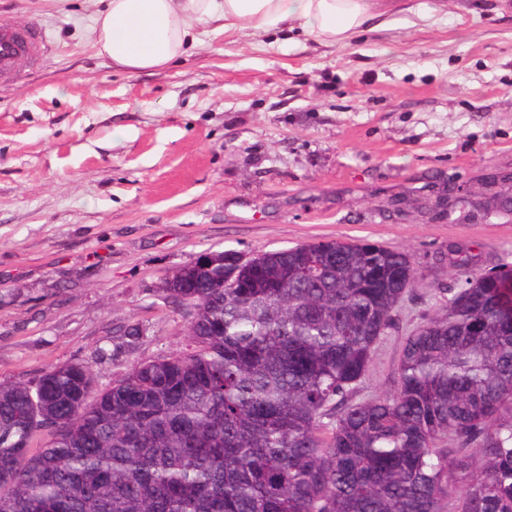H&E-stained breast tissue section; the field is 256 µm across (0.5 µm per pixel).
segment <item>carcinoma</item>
Segmentation results:
<instances>
[{"label": "carcinoma", "instance_id": "obj_1", "mask_svg": "<svg viewBox=\"0 0 512 512\" xmlns=\"http://www.w3.org/2000/svg\"><path fill=\"white\" fill-rule=\"evenodd\" d=\"M255 260L236 286L210 262L165 278L189 353L105 388L80 363L1 381L0 512H512L511 265L449 289L394 393L356 402L411 256L321 240Z\"/></svg>", "mask_w": 512, "mask_h": 512}]
</instances>
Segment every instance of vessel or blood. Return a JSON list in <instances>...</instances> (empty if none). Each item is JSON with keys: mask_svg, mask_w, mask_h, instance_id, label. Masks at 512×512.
Instances as JSON below:
<instances>
[{"mask_svg": "<svg viewBox=\"0 0 512 512\" xmlns=\"http://www.w3.org/2000/svg\"><path fill=\"white\" fill-rule=\"evenodd\" d=\"M48 52L44 30L29 20L0 23V82L16 79L21 63H33Z\"/></svg>", "mask_w": 512, "mask_h": 512, "instance_id": "1", "label": "vessel or blood"}]
</instances>
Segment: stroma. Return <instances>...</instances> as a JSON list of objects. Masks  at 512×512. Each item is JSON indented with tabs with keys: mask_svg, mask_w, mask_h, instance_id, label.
<instances>
[{
	"mask_svg": "<svg viewBox=\"0 0 512 512\" xmlns=\"http://www.w3.org/2000/svg\"><path fill=\"white\" fill-rule=\"evenodd\" d=\"M408 2L346 43L210 33L130 75L89 38L101 0H0L51 46L0 87V380L82 363L108 386L191 351L161 289L200 253L353 239L413 258L356 398L393 393L451 249L512 264V211L477 208L512 174V0Z\"/></svg>",
	"mask_w": 512,
	"mask_h": 512,
	"instance_id": "stroma-1",
	"label": "stroma"
}]
</instances>
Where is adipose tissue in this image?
<instances>
[{
    "instance_id": "obj_1",
    "label": "adipose tissue",
    "mask_w": 512,
    "mask_h": 512,
    "mask_svg": "<svg viewBox=\"0 0 512 512\" xmlns=\"http://www.w3.org/2000/svg\"><path fill=\"white\" fill-rule=\"evenodd\" d=\"M91 27L98 54L128 73L169 65L204 29L255 37L290 32L319 42L353 39L389 13V0H103Z\"/></svg>"
}]
</instances>
